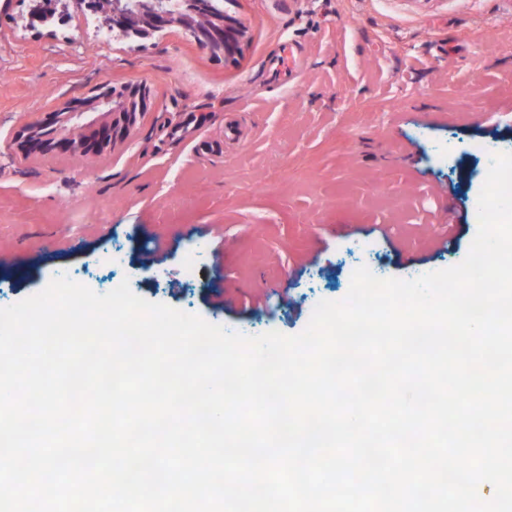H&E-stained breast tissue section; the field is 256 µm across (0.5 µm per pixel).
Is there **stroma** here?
Listing matches in <instances>:
<instances>
[{"label": "stroma", "instance_id": "1", "mask_svg": "<svg viewBox=\"0 0 512 512\" xmlns=\"http://www.w3.org/2000/svg\"><path fill=\"white\" fill-rule=\"evenodd\" d=\"M35 6L0 0V307L62 273L99 294L125 278L230 331L296 335L360 266L462 262L512 153V0H224L246 29L226 59L176 26L103 34L77 0L33 28ZM104 81L150 89L128 139L22 157L21 126Z\"/></svg>", "mask_w": 512, "mask_h": 512}]
</instances>
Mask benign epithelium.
I'll return each mask as SVG.
<instances>
[{"mask_svg": "<svg viewBox=\"0 0 512 512\" xmlns=\"http://www.w3.org/2000/svg\"><path fill=\"white\" fill-rule=\"evenodd\" d=\"M108 15L109 28L128 38L147 39L164 28L178 26L202 48L213 53L236 52L245 34V28L224 14L223 9L213 7L204 16L182 0H110ZM147 106L146 85L140 83L116 91L104 81L91 97L74 99L63 109L46 112L26 125L19 134V150L25 155L98 152L128 138L136 117L144 113ZM95 112L110 120L91 121L95 128L86 135L78 119Z\"/></svg>", "mask_w": 512, "mask_h": 512, "instance_id": "benign-epithelium-1", "label": "benign epithelium"}]
</instances>
